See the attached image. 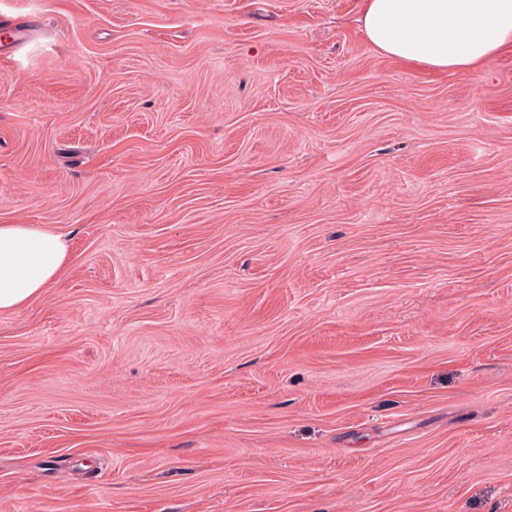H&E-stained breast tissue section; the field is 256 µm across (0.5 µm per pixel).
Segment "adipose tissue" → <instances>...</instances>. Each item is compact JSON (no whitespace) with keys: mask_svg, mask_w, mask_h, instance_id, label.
<instances>
[{"mask_svg":"<svg viewBox=\"0 0 512 512\" xmlns=\"http://www.w3.org/2000/svg\"><path fill=\"white\" fill-rule=\"evenodd\" d=\"M362 22L378 53L435 71L473 70L512 47V0H365ZM67 250L44 225L0 224V313L40 297Z\"/></svg>","mask_w":512,"mask_h":512,"instance_id":"ef3b65f1","label":"adipose tissue"}]
</instances>
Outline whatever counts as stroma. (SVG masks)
<instances>
[{
	"label": "stroma",
	"mask_w": 512,
	"mask_h": 512,
	"mask_svg": "<svg viewBox=\"0 0 512 512\" xmlns=\"http://www.w3.org/2000/svg\"><path fill=\"white\" fill-rule=\"evenodd\" d=\"M365 0H0V512H512V49ZM381 55L442 72L473 70L512 47V0H365ZM22 33L10 24L2 26L0 38V59H11L21 46ZM67 239L41 224H0V313L40 297L63 273Z\"/></svg>",
	"instance_id": "35a3bbf8"
}]
</instances>
